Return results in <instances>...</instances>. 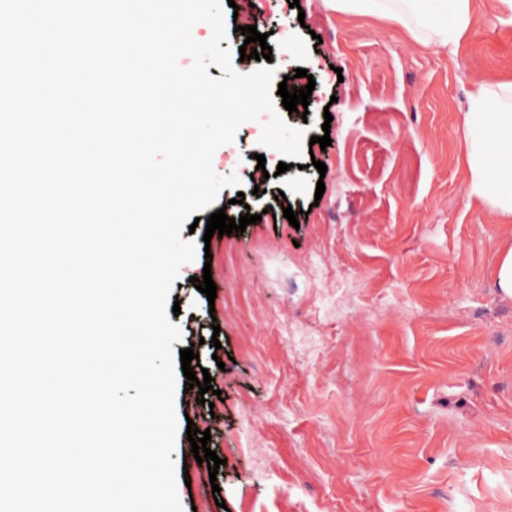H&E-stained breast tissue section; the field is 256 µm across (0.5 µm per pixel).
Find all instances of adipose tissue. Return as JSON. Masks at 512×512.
Listing matches in <instances>:
<instances>
[{
    "instance_id": "1",
    "label": "adipose tissue",
    "mask_w": 512,
    "mask_h": 512,
    "mask_svg": "<svg viewBox=\"0 0 512 512\" xmlns=\"http://www.w3.org/2000/svg\"><path fill=\"white\" fill-rule=\"evenodd\" d=\"M341 12L400 23L425 48H452L472 20L471 0H327ZM470 196L512 223V83L479 85L465 115Z\"/></svg>"
}]
</instances>
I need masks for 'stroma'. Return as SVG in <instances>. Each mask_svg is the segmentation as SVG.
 Segmentation results:
<instances>
[{"mask_svg": "<svg viewBox=\"0 0 512 512\" xmlns=\"http://www.w3.org/2000/svg\"><path fill=\"white\" fill-rule=\"evenodd\" d=\"M472 3L451 52L326 0H259L276 81L301 68L316 82L307 114L284 121L332 144L281 174L260 122L244 123L213 167L241 181L220 192L227 215L241 193L261 221L207 242L205 209L181 234L198 253L173 283L174 322L213 315L224 331L217 352L197 351L213 379L205 401L224 398L207 446L233 462L210 476L176 439L183 512H321L331 500L337 512H512V298L495 274L512 224L470 203L464 130L475 86L512 82V12ZM260 153L270 176L256 196ZM304 261L317 280L296 274ZM206 269L224 285L212 301L190 283ZM234 303L252 316L228 319ZM251 406L272 409L256 431Z\"/></svg>", "mask_w": 512, "mask_h": 512, "instance_id": "obj_1", "label": "stroma"}]
</instances>
